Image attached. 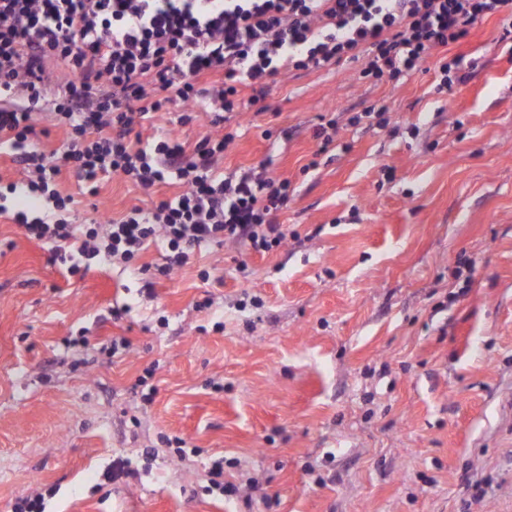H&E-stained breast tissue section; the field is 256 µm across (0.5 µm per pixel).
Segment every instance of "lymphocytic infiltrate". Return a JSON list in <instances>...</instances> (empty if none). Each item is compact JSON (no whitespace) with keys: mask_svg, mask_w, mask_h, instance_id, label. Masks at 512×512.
<instances>
[{"mask_svg":"<svg viewBox=\"0 0 512 512\" xmlns=\"http://www.w3.org/2000/svg\"><path fill=\"white\" fill-rule=\"evenodd\" d=\"M493 15L512 38V0H0V142L22 171L7 189L48 204L34 220L2 205L0 214L51 245L57 259L73 252L117 260L150 281L169 277L208 244L271 251L288 239L279 216L293 194L289 179L254 167L220 172L236 131L189 149L162 136L141 147L136 126L176 103L179 124L201 105L223 125L243 103L240 86L251 87L246 103L257 105L282 68L349 60L376 84L408 77L433 50ZM51 91V117L66 137L49 151L34 116ZM66 169L92 195L112 176L148 193L171 179L183 190L102 224H73L66 215L73 198L58 189ZM158 240L162 263H141Z\"/></svg>","mask_w":512,"mask_h":512,"instance_id":"1","label":"lymphocytic infiltrate"}]
</instances>
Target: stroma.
I'll return each instance as SVG.
<instances>
[{"mask_svg": "<svg viewBox=\"0 0 512 512\" xmlns=\"http://www.w3.org/2000/svg\"><path fill=\"white\" fill-rule=\"evenodd\" d=\"M501 35L500 17L478 21L398 81L347 62L272 77L266 111L232 117L222 163L295 187L290 236L269 253L204 247L149 288L120 265L69 274L0 217V512L22 498L44 512H512ZM457 54L478 67L438 90L439 59ZM375 103L386 128L349 125ZM324 116L340 147L323 154ZM158 130L189 145L219 132L200 107L141 135ZM60 189L71 222L91 224L182 187L150 196L113 177L92 197L65 172ZM115 336L128 348L105 355ZM220 457L230 497L208 491Z\"/></svg>", "mask_w": 512, "mask_h": 512, "instance_id": "1", "label": "stroma"}]
</instances>
